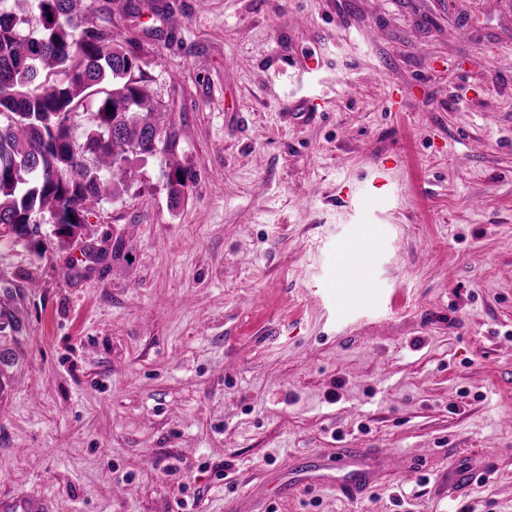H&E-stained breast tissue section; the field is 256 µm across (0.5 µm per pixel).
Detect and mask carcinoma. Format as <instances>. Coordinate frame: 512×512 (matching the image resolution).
<instances>
[{"label": "carcinoma", "instance_id": "1", "mask_svg": "<svg viewBox=\"0 0 512 512\" xmlns=\"http://www.w3.org/2000/svg\"><path fill=\"white\" fill-rule=\"evenodd\" d=\"M35 2L34 16L0 9V238H24L44 215L64 241L81 235L92 204L114 197L131 158L156 155L166 132L136 43L90 23L86 0ZM95 95L76 139L69 114ZM192 183L187 168H171L172 202Z\"/></svg>", "mask_w": 512, "mask_h": 512}]
</instances>
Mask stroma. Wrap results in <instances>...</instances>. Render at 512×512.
<instances>
[{"label":"stroma","mask_w":512,"mask_h":512,"mask_svg":"<svg viewBox=\"0 0 512 512\" xmlns=\"http://www.w3.org/2000/svg\"><path fill=\"white\" fill-rule=\"evenodd\" d=\"M153 2L170 149L0 241V512H512V0ZM180 177H183V181H180ZM192 183L193 175L187 168L180 165L171 168L168 176V187L172 202L178 203L183 197L185 190Z\"/></svg>","instance_id":"obj_1"}]
</instances>
